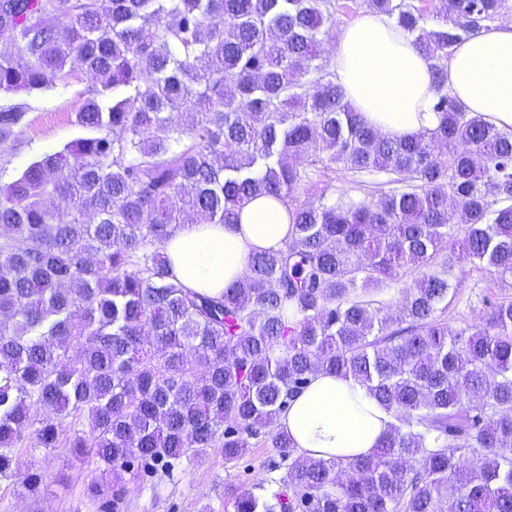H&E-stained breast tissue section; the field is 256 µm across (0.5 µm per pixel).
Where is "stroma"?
Returning a JSON list of instances; mask_svg holds the SVG:
<instances>
[{
  "label": "stroma",
  "instance_id": "obj_1",
  "mask_svg": "<svg viewBox=\"0 0 512 512\" xmlns=\"http://www.w3.org/2000/svg\"><path fill=\"white\" fill-rule=\"evenodd\" d=\"M67 85L34 100L28 124L14 152L10 167L24 168L36 155L61 149L77 137L72 120L94 81L79 64H71ZM349 190L358 195L368 189L357 183L341 166L322 173L319 181L298 190V201H314L320 194ZM461 285L448 300L443 314L449 328L457 330L478 322L489 298L512 297V279L503 281L486 270L463 265ZM280 456L276 449L259 444L233 461L217 453L193 459L172 473L158 471L125 475L123 483L94 492L98 475L92 466L72 458L69 448L59 447L51 453L18 448L19 472L40 464L49 474L63 473L64 484H49L40 493L31 494L19 484L0 482V512H235L238 493H266Z\"/></svg>",
  "mask_w": 512,
  "mask_h": 512
}]
</instances>
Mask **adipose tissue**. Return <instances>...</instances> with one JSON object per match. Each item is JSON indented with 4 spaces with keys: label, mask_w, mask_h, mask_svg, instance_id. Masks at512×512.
<instances>
[{
    "label": "adipose tissue",
    "mask_w": 512,
    "mask_h": 512,
    "mask_svg": "<svg viewBox=\"0 0 512 512\" xmlns=\"http://www.w3.org/2000/svg\"><path fill=\"white\" fill-rule=\"evenodd\" d=\"M330 69L347 100L368 123L390 135L413 134L439 121L431 63L413 37L386 16L366 10L343 27ZM450 94L467 112L512 129V20L454 46L447 65ZM288 239L283 205L258 198L237 224H185L165 245L170 271L186 286L219 295L246 270L253 249L278 250ZM391 421L352 380L319 374L276 420L297 449L314 458L373 451Z\"/></svg>",
    "instance_id": "adipose-tissue-1"
}]
</instances>
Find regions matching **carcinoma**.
I'll return each instance as SVG.
<instances>
[{
  "instance_id": "cac0c4a2",
  "label": "carcinoma",
  "mask_w": 512,
  "mask_h": 512,
  "mask_svg": "<svg viewBox=\"0 0 512 512\" xmlns=\"http://www.w3.org/2000/svg\"><path fill=\"white\" fill-rule=\"evenodd\" d=\"M367 6L431 61L435 127L385 136L346 99L328 70L336 0H0V177L33 110L10 96L73 61L97 84L77 138L0 180V481L25 439L68 444L101 492L135 463L234 460L268 426L290 463L236 512H512V300L452 331L454 263L434 265L446 246L512 277V132L445 90L454 44L506 0H443L433 29L412 0ZM336 162L385 180L296 200ZM261 197L286 209L282 249L219 297L174 279L181 225L238 224ZM402 269L416 277L395 315L381 295ZM318 373L391 415L372 453L308 457L274 428Z\"/></svg>"
}]
</instances>
